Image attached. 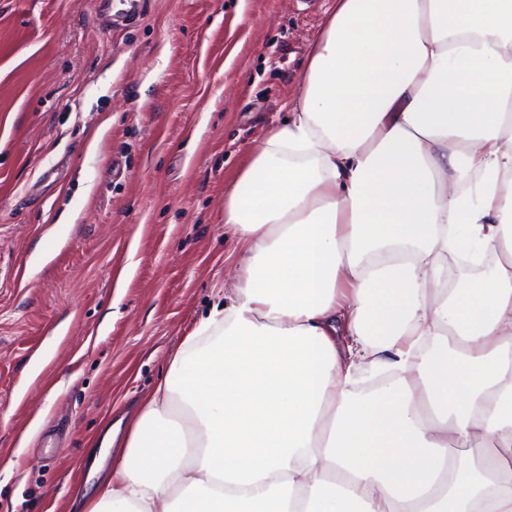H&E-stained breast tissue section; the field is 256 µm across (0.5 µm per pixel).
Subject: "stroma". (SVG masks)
<instances>
[{
  "mask_svg": "<svg viewBox=\"0 0 512 512\" xmlns=\"http://www.w3.org/2000/svg\"><path fill=\"white\" fill-rule=\"evenodd\" d=\"M334 0H0V512H71L238 257L224 191ZM36 434H29L32 422Z\"/></svg>",
  "mask_w": 512,
  "mask_h": 512,
  "instance_id": "1",
  "label": "stroma"
}]
</instances>
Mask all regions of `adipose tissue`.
Returning <instances> with one entry per match:
<instances>
[{
    "instance_id": "ef3b65f1",
    "label": "adipose tissue",
    "mask_w": 512,
    "mask_h": 512,
    "mask_svg": "<svg viewBox=\"0 0 512 512\" xmlns=\"http://www.w3.org/2000/svg\"><path fill=\"white\" fill-rule=\"evenodd\" d=\"M224 229L79 512H512V0H336Z\"/></svg>"
}]
</instances>
